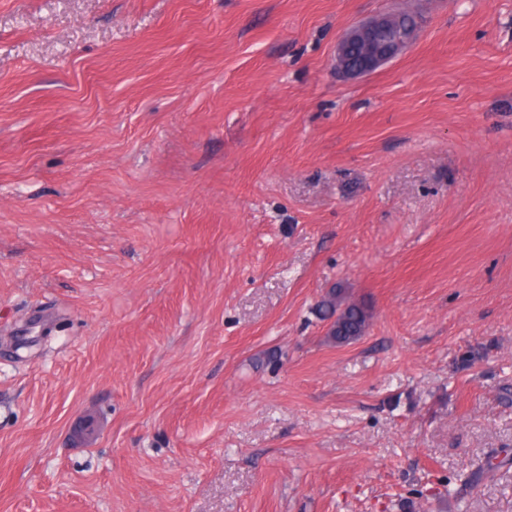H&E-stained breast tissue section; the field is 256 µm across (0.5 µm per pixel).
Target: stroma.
I'll return each instance as SVG.
<instances>
[{"label":"stroma","instance_id":"stroma-1","mask_svg":"<svg viewBox=\"0 0 512 512\" xmlns=\"http://www.w3.org/2000/svg\"><path fill=\"white\" fill-rule=\"evenodd\" d=\"M38 311L0 512H512V465L448 493L512 456V0H0V335ZM377 15L353 28L336 45V70L346 76H361L374 72L384 64L401 55L419 36L422 22L414 31L404 30L414 23L415 12L410 8L394 10ZM396 20V21H395ZM352 43L361 46V59L351 65L347 51ZM317 311L321 319L329 323L327 341L336 346L358 340L364 335L371 319L370 310L365 304L347 298L335 288L324 297Z\"/></svg>","mask_w":512,"mask_h":512}]
</instances>
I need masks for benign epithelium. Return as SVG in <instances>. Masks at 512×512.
I'll use <instances>...</instances> for the list:
<instances>
[{
  "label": "benign epithelium",
  "mask_w": 512,
  "mask_h": 512,
  "mask_svg": "<svg viewBox=\"0 0 512 512\" xmlns=\"http://www.w3.org/2000/svg\"><path fill=\"white\" fill-rule=\"evenodd\" d=\"M421 29L405 30L388 14L377 15L353 28L336 45V70L346 76L369 74L401 55L419 36ZM361 46L359 63L347 58L351 44Z\"/></svg>",
  "instance_id": "benign-epithelium-1"
}]
</instances>
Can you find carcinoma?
Returning a JSON list of instances; mask_svg holds the SVG:
<instances>
[{"label": "carcinoma", "mask_w": 512, "mask_h": 512, "mask_svg": "<svg viewBox=\"0 0 512 512\" xmlns=\"http://www.w3.org/2000/svg\"><path fill=\"white\" fill-rule=\"evenodd\" d=\"M322 320L328 322L327 341L336 346H343L358 340L364 335L371 319L370 310L365 304L351 300L339 290H331L317 308ZM498 468L492 460L469 472L459 475V480L465 485L476 486L492 470Z\"/></svg>", "instance_id": "obj_1"}]
</instances>
